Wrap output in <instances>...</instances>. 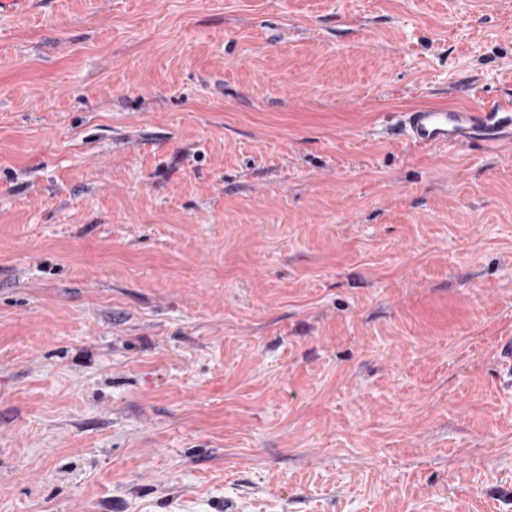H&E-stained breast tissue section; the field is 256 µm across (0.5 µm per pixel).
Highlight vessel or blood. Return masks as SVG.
I'll return each instance as SVG.
<instances>
[{
  "label": "vessel or blood",
  "mask_w": 512,
  "mask_h": 512,
  "mask_svg": "<svg viewBox=\"0 0 512 512\" xmlns=\"http://www.w3.org/2000/svg\"><path fill=\"white\" fill-rule=\"evenodd\" d=\"M398 130L422 148L453 147L477 137L495 141L512 133V99L501 97L469 107H419L404 113Z\"/></svg>",
  "instance_id": "b4317fda"
}]
</instances>
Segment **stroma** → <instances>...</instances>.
<instances>
[{"label": "stroma", "instance_id": "35a3bbf8", "mask_svg": "<svg viewBox=\"0 0 512 512\" xmlns=\"http://www.w3.org/2000/svg\"><path fill=\"white\" fill-rule=\"evenodd\" d=\"M512 0L0 15V512H512ZM398 131L422 148L453 147L474 138L496 141L512 133L510 96L474 106H423L405 112Z\"/></svg>", "mask_w": 512, "mask_h": 512}]
</instances>
